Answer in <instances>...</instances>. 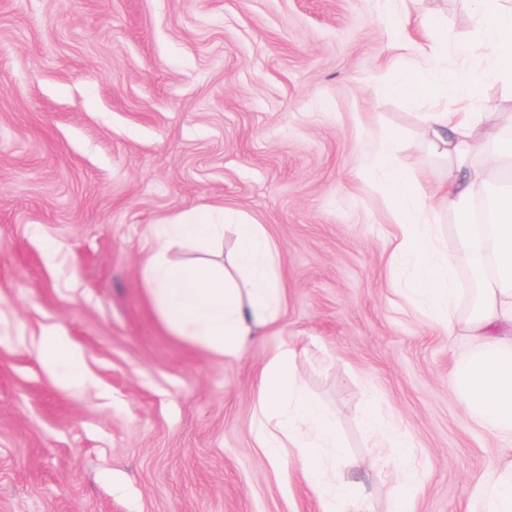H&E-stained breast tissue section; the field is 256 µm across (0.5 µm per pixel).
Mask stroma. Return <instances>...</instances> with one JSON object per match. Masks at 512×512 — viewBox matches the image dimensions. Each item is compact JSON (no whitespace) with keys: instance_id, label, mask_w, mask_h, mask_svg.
I'll return each mask as SVG.
<instances>
[{"instance_id":"obj_1","label":"stroma","mask_w":512,"mask_h":512,"mask_svg":"<svg viewBox=\"0 0 512 512\" xmlns=\"http://www.w3.org/2000/svg\"><path fill=\"white\" fill-rule=\"evenodd\" d=\"M474 0H0V512H321L297 449L259 448L257 388L292 350L335 418L352 512H390L398 465L363 413L412 444L407 512H467L512 443L453 394L448 337L389 268L396 204L374 156L444 168L419 136L458 107ZM438 45L435 100L393 93ZM204 210L262 225L281 313L241 357L179 339L148 299L150 229ZM81 356L64 383L42 346ZM44 352L45 361L51 367H55L59 362H73L77 357L66 341L57 336L47 338Z\"/></svg>"}]
</instances>
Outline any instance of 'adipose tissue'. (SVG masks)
I'll return each mask as SVG.
<instances>
[{"instance_id": "obj_1", "label": "adipose tissue", "mask_w": 512, "mask_h": 512, "mask_svg": "<svg viewBox=\"0 0 512 512\" xmlns=\"http://www.w3.org/2000/svg\"><path fill=\"white\" fill-rule=\"evenodd\" d=\"M478 2L473 14L477 36L458 44L457 50L492 64L498 79L512 82V0ZM450 79L466 85L467 104L425 115L430 148L448 162L445 178L432 183L407 178L408 161L396 137L383 135L377 144L387 191L398 203L399 234L391 258L395 266H408L407 291L427 304L439 326L451 334L464 328L474 339L472 348L457 356L451 373L458 403L486 433L512 438V183L493 179L512 171V140L504 136L512 113L491 103L474 109L482 98V80L466 72L451 73ZM429 197L444 202L454 220L451 250H444L431 232L436 215L425 203ZM481 197L493 217L488 236L474 222ZM223 233V225L208 214L159 225L153 233L157 250L145 272L150 300L175 335L238 357L252 329L275 320L281 305L275 250L264 229L257 224L236 227L233 262L247 274L242 287L223 267L185 266L165 257L172 239L204 247ZM490 263L494 275L475 293L471 314L460 318L458 269L484 274ZM291 360L290 350H278L261 373L257 401L268 426L259 434V445L273 458L287 446L301 449V471L322 512H344L336 465L325 459L327 451L339 448L333 422L299 384ZM472 507L473 512H512V477L492 474L478 488Z\"/></svg>"}]
</instances>
